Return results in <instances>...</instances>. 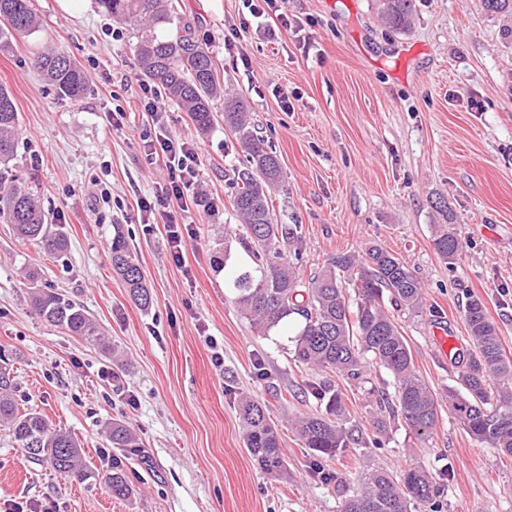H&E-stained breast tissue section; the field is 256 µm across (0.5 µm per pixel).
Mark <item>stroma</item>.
<instances>
[{
    "label": "stroma",
    "mask_w": 512,
    "mask_h": 512,
    "mask_svg": "<svg viewBox=\"0 0 512 512\" xmlns=\"http://www.w3.org/2000/svg\"><path fill=\"white\" fill-rule=\"evenodd\" d=\"M175 3L217 60L225 90L247 99L256 130L279 157L274 211L279 223L299 227L300 278L332 254L371 243L399 257L424 300L396 321L437 395L457 385L461 366L436 353L433 327L445 323L468 352L469 298L484 301L512 359V35L503 17L481 0H415L411 29L397 32L382 23L379 0H276L259 19L246 0ZM34 5L41 28L0 51V86L20 117L18 173L40 190L69 247L47 257L0 222V351L20 409L70 432L92 477L78 483L33 463L0 426V512H339L358 468L410 464L435 476L450 471L446 512H512V457L472 439L451 413L442 412L425 441L398 420L375 434L369 390L394 382L373 367L365 383L334 380L368 451L357 467L343 454L326 460L335 481L314 480L291 421L316 408L307 383L322 373L294 362L295 321L258 332L230 282V270L249 261L229 201L243 167L235 136L220 121L199 133L187 113L165 106L163 133L191 142L201 161L195 193L203 204L176 216L191 231L186 265L177 267L161 219L137 209L168 171L149 163L140 139L151 118L137 105L144 78L132 24L95 0ZM47 44L81 65L89 79L83 98L58 95L35 68ZM285 97L292 110H283ZM438 196L463 245L452 265L433 246L429 201ZM117 228L151 289L150 309L130 300L112 270ZM36 285L84 306L116 358L31 314ZM242 395L265 404L276 424L283 474L268 473L247 451ZM115 419L142 442L123 452L137 490L127 500L104 484L112 469L105 427Z\"/></svg>",
    "instance_id": "1"
}]
</instances>
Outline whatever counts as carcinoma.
Returning a JSON list of instances; mask_svg holds the SVG:
<instances>
[{
    "label": "carcinoma",
    "mask_w": 512,
    "mask_h": 512,
    "mask_svg": "<svg viewBox=\"0 0 512 512\" xmlns=\"http://www.w3.org/2000/svg\"><path fill=\"white\" fill-rule=\"evenodd\" d=\"M33 0H0V50L10 47L39 29ZM113 18L140 27L134 54L140 72L160 82L163 99L188 113L196 129L205 133L217 121L213 102L224 99V126L236 137L245 153V167L233 180L230 202L242 221V243L251 264L234 272L236 302L254 328L266 333L296 317L299 328L293 338L294 360L321 371H332L357 381L369 365L393 376V394L377 392L374 425L378 433L387 419H399L419 440L429 438L439 420L443 400L417 373L412 353L390 310L415 313L422 307L423 289L413 272L381 245L363 252L329 256L307 281L298 274L302 260L298 248L299 225L278 223L272 194L281 185L279 159L251 124L249 106L238 96L224 92L220 69L206 45L183 25L176 35L160 38L155 30L182 22L172 0H97ZM414 0H382L381 20L389 28L410 27ZM36 65L57 92L69 99L81 98L88 78L70 55L47 47ZM19 116L11 92L0 86V220L13 227L18 239L36 244L56 257L67 250L64 232L49 224L37 193L18 181L13 170ZM430 207L438 221L434 237L437 253L454 263L461 252L448 201L437 197ZM288 243L283 253L280 243ZM112 270L123 280L131 300L140 308L152 305L144 275L120 230H115L109 252ZM353 290L350 302L347 290ZM30 304L45 322L69 336L97 343L106 350L98 325L84 307L54 288H33ZM473 348L461 361L459 386L446 391L448 411L476 441L512 456V359L505 356L497 328L484 302L471 298L463 312ZM318 407L292 422L296 435L310 451L309 469L327 483L332 475L322 461L334 458L359 443L349 426L340 390L328 379L310 385ZM14 380L0 368V424L8 428L28 457L45 462L62 476L78 481L92 477L81 445L72 434L53 427L41 413L20 411L14 400ZM249 453L270 473L285 467L279 431L266 406L243 396L238 403ZM112 447L137 448L136 434L120 420L107 425ZM451 471L437 477L410 466L400 475L384 468L361 475V487L346 498L342 512H443V487ZM113 498L132 497L135 487L121 458L112 457V471L105 478Z\"/></svg>",
    "instance_id": "cac0c4a2"
}]
</instances>
